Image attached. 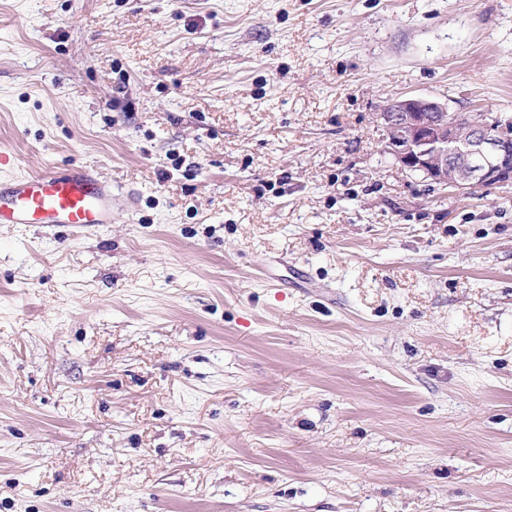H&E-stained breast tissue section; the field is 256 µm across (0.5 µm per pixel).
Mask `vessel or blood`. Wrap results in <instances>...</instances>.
I'll return each instance as SVG.
<instances>
[{
  "instance_id": "vessel-or-blood-1",
  "label": "vessel or blood",
  "mask_w": 512,
  "mask_h": 512,
  "mask_svg": "<svg viewBox=\"0 0 512 512\" xmlns=\"http://www.w3.org/2000/svg\"><path fill=\"white\" fill-rule=\"evenodd\" d=\"M115 199L111 184L93 170L50 166L0 182V224H108Z\"/></svg>"
}]
</instances>
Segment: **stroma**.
Returning a JSON list of instances; mask_svg holds the SVG:
<instances>
[{"instance_id": "1", "label": "stroma", "mask_w": 512, "mask_h": 512, "mask_svg": "<svg viewBox=\"0 0 512 512\" xmlns=\"http://www.w3.org/2000/svg\"><path fill=\"white\" fill-rule=\"evenodd\" d=\"M512 117V0H0V512H512V183L378 115ZM463 115L431 97L395 98L379 113L384 150L401 172L422 176L432 187L511 183L512 126L483 114L466 123ZM115 199L112 185L93 170L49 166L0 182V224H108Z\"/></svg>"}]
</instances>
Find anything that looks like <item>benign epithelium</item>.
<instances>
[{
	"label": "benign epithelium",
	"instance_id": "1",
	"mask_svg": "<svg viewBox=\"0 0 512 512\" xmlns=\"http://www.w3.org/2000/svg\"><path fill=\"white\" fill-rule=\"evenodd\" d=\"M384 150L398 169L432 187L468 190L512 182V126L482 118L466 123L448 103L398 97L379 113Z\"/></svg>",
	"mask_w": 512,
	"mask_h": 512
}]
</instances>
